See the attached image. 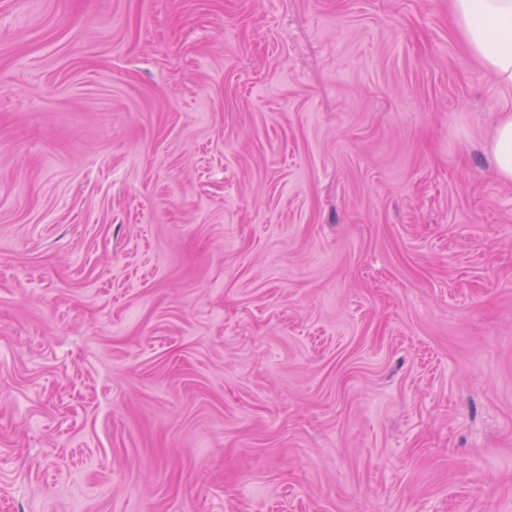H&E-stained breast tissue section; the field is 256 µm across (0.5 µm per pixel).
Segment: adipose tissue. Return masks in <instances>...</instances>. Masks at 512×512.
I'll return each mask as SVG.
<instances>
[{
    "instance_id": "1",
    "label": "adipose tissue",
    "mask_w": 512,
    "mask_h": 512,
    "mask_svg": "<svg viewBox=\"0 0 512 512\" xmlns=\"http://www.w3.org/2000/svg\"><path fill=\"white\" fill-rule=\"evenodd\" d=\"M470 51L504 86L512 87V0H453Z\"/></svg>"
}]
</instances>
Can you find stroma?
<instances>
[{"label":"stroma","mask_w":512,"mask_h":512,"mask_svg":"<svg viewBox=\"0 0 512 512\" xmlns=\"http://www.w3.org/2000/svg\"><path fill=\"white\" fill-rule=\"evenodd\" d=\"M504 112L450 0H0V512H512ZM493 153L498 174L512 181V113L505 112L498 124L493 142Z\"/></svg>","instance_id":"stroma-1"}]
</instances>
